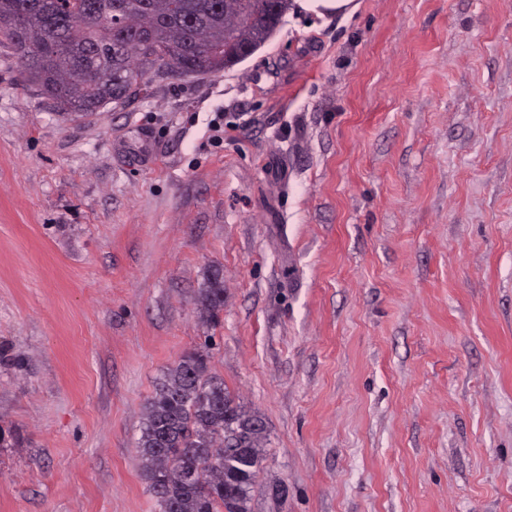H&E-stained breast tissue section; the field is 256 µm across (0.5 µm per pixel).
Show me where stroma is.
Listing matches in <instances>:
<instances>
[{
	"instance_id": "1",
	"label": "stroma",
	"mask_w": 512,
	"mask_h": 512,
	"mask_svg": "<svg viewBox=\"0 0 512 512\" xmlns=\"http://www.w3.org/2000/svg\"><path fill=\"white\" fill-rule=\"evenodd\" d=\"M358 3L87 115L0 37V512H158L145 405L203 344L251 512H512V0ZM199 303L203 313L214 319L224 305V279L219 269L207 277L200 290Z\"/></svg>"
}]
</instances>
